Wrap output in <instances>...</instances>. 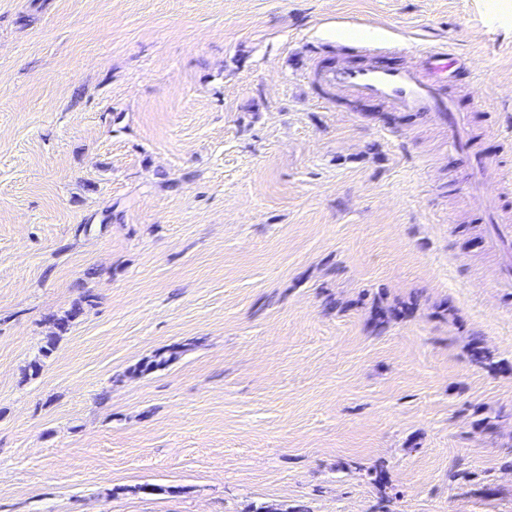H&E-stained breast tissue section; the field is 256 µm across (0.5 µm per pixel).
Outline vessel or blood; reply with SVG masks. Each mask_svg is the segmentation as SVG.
I'll use <instances>...</instances> for the list:
<instances>
[{
	"label": "vessel or blood",
	"mask_w": 512,
	"mask_h": 512,
	"mask_svg": "<svg viewBox=\"0 0 512 512\" xmlns=\"http://www.w3.org/2000/svg\"><path fill=\"white\" fill-rule=\"evenodd\" d=\"M413 61L404 67L369 64L362 67H340L327 73L325 80L336 89L363 98H375L398 112L431 114L447 125L448 136L457 152L473 164L474 175L490 177L493 168L470 140L463 136L465 117L456 112L449 98L439 88L441 81L456 63L454 53L443 47H422L412 50ZM488 223L498 225L501 242L512 243V225L505 223L496 197L481 195L476 200Z\"/></svg>",
	"instance_id": "1"
}]
</instances>
